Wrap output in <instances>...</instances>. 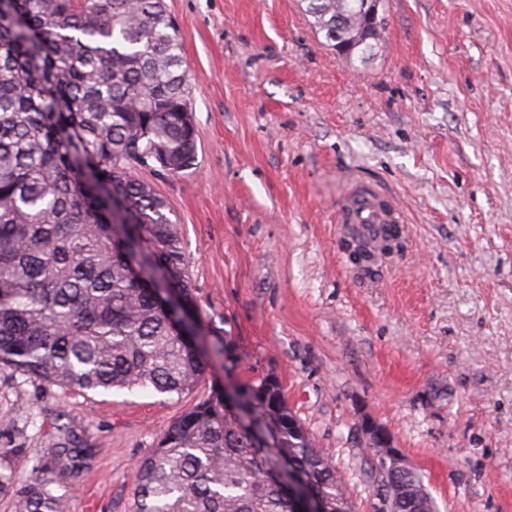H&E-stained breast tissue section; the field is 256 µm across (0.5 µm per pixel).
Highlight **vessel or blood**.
<instances>
[{"instance_id":"1","label":"vessel or blood","mask_w":512,"mask_h":512,"mask_svg":"<svg viewBox=\"0 0 512 512\" xmlns=\"http://www.w3.org/2000/svg\"><path fill=\"white\" fill-rule=\"evenodd\" d=\"M336 224L339 238L355 242L368 255L404 232L403 215L391 199L379 186L359 181L337 207Z\"/></svg>"}]
</instances>
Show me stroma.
<instances>
[{
    "label": "stroma",
    "mask_w": 512,
    "mask_h": 512,
    "mask_svg": "<svg viewBox=\"0 0 512 512\" xmlns=\"http://www.w3.org/2000/svg\"><path fill=\"white\" fill-rule=\"evenodd\" d=\"M181 36L194 168L140 171L182 238L206 341L272 375L371 512L367 424L436 512H512V0H385L366 61L339 58L302 0H165ZM406 233L355 265L336 207L353 180ZM65 395L0 370V448L19 482L55 425L93 450L54 477L69 512H133L131 476L223 383Z\"/></svg>",
    "instance_id": "obj_1"
}]
</instances>
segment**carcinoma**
Instances as JSON below:
<instances>
[{"instance_id": "carcinoma-1", "label": "carcinoma", "mask_w": 512, "mask_h": 512, "mask_svg": "<svg viewBox=\"0 0 512 512\" xmlns=\"http://www.w3.org/2000/svg\"><path fill=\"white\" fill-rule=\"evenodd\" d=\"M316 19L324 0H302ZM179 30L164 0H0V368L64 394L113 388L181 396L210 351L197 346L177 222L135 173L165 157L193 167L197 133ZM105 178H99V175ZM276 447L224 410V388L194 405L136 467L135 512H300L285 460L328 512H355L344 474L314 447L270 376L238 382ZM35 481L17 486L0 448V496L15 512H68L52 464L92 455L66 425ZM370 469L389 512H434L422 477Z\"/></svg>"}]
</instances>
